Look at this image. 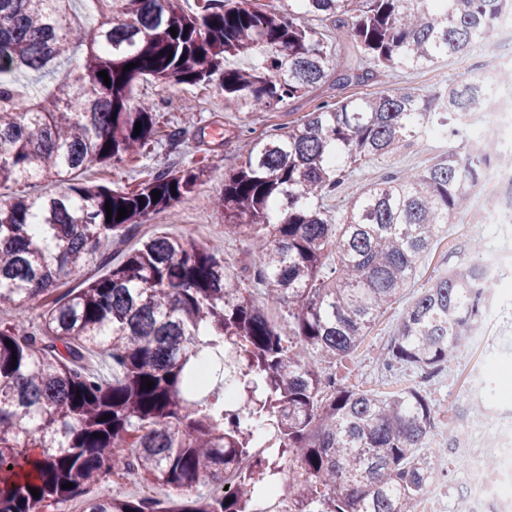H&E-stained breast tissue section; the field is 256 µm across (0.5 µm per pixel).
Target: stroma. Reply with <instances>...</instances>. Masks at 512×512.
I'll return each instance as SVG.
<instances>
[{
	"mask_svg": "<svg viewBox=\"0 0 512 512\" xmlns=\"http://www.w3.org/2000/svg\"><path fill=\"white\" fill-rule=\"evenodd\" d=\"M322 34L329 47L334 73L368 66L367 56L348 35L330 25L323 27ZM484 66L483 58L475 50L462 59L449 58L447 67L440 70H394L388 81L393 88H414L425 93L448 79L481 77ZM132 93L135 101L158 104L157 120L168 132V139L151 147L142 161L93 167L79 172V180L131 188L144 180L151 170L182 169L192 163L204 166V181L194 191L190 202L177 208L175 215L163 214L142 225L141 232L148 235L162 230L176 237L192 236L197 244L223 258L227 274L242 278L250 276L255 258L251 246L242 238L225 235L224 216L214 204L215 196L224 186L225 170L235 165L240 154V128L249 127L258 135L287 126L288 122L313 111L320 102L346 97V90L337 89L326 81L285 107L252 113L225 110L224 94L212 84H158L142 78L134 84ZM432 156L433 147L427 144L404 149L389 159H372L346 173L333 204L336 208H344L372 180L391 172L423 168ZM480 221L477 206L472 203L455 223L443 225L429 254L419 263L415 280L375 320L347 367L328 363L323 366L325 373L335 376L338 382L381 396L409 386L419 388L441 409L435 435L439 441L447 437L449 429L462 427L463 416L471 414L476 402H484L494 409L512 406V350L493 345L483 348L472 341L456 350L439 371L428 378L404 368L386 370L381 359L402 314L431 279L447 270L450 251L460 250L466 257L474 243L492 247V229H485L480 234L473 231L474 224Z\"/></svg>",
	"mask_w": 512,
	"mask_h": 512,
	"instance_id": "1",
	"label": "stroma"
}]
</instances>
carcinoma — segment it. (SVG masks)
<instances>
[{"label":"carcinoma","mask_w":512,"mask_h":512,"mask_svg":"<svg viewBox=\"0 0 512 512\" xmlns=\"http://www.w3.org/2000/svg\"><path fill=\"white\" fill-rule=\"evenodd\" d=\"M74 2L0 0V186L56 185L0 195V313H18L0 319V512H58L79 497L83 512H417L446 480L429 447L439 409L415 387L381 398L343 386L322 364L352 357L501 151L463 123L496 109L478 81L461 77L437 96L390 89L389 72L468 56L512 0H289L286 12L204 0L191 13L182 0H88V25L72 20ZM309 16L336 23L370 61L336 83L376 89L249 139L224 174L215 204L224 233L256 250L252 279L158 231L112 263L107 245L188 203L204 175L155 171L133 190L79 181L163 139L156 105L133 102L134 82L217 80L226 108L282 107L330 76ZM240 56L257 61L226 66ZM424 122L456 148L369 184L337 220L323 200L343 172L423 144ZM121 206L129 215L118 221ZM474 253L405 311L383 366L428 377L474 336L493 292L478 286ZM91 266L108 271L61 289ZM269 307L287 308L288 329ZM94 354L101 371L85 366ZM128 474L169 488L167 500L91 492Z\"/></svg>","instance_id":"carcinoma-1"}]
</instances>
